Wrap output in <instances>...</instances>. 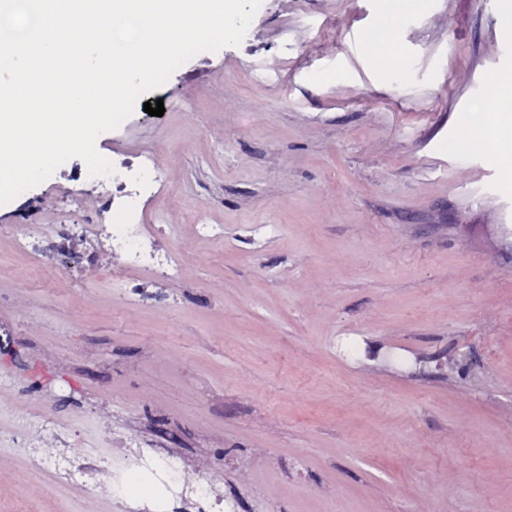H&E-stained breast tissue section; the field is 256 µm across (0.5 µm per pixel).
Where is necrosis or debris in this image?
Segmentation results:
<instances>
[{
	"label": "necrosis or debris",
	"instance_id": "necrosis-or-debris-1",
	"mask_svg": "<svg viewBox=\"0 0 512 512\" xmlns=\"http://www.w3.org/2000/svg\"><path fill=\"white\" fill-rule=\"evenodd\" d=\"M151 164L147 158L140 168L128 167L119 173L125 193L112 203L114 222L105 224L101 219L83 214L79 219L59 224H27L13 237L16 248L36 262L45 253H56L73 286L83 292L90 284L82 279L81 273L95 260L87 244L105 240L110 253L121 258L120 266L110 269L106 277L109 292L121 299L135 297L143 305L157 301L161 283L182 277L185 263L176 251L160 247L163 226L146 223L140 208L141 196L160 190L163 184L159 178L140 179V170L150 169ZM142 270L151 273V281L133 280V272ZM78 434L84 437L87 454L71 458L62 453L45 462L43 468L52 484L84 487L93 484L96 475H104L119 512H241L238 498L215 495L207 478L185 481L186 464L182 457L144 447L138 435L128 433L122 437L127 454L117 460L110 459L91 430H77L74 423L49 409L27 415L21 430L0 427V447L30 451L39 447L48 435L63 450L69 447L72 436ZM132 473L151 487L150 497L130 496L127 477Z\"/></svg>",
	"mask_w": 512,
	"mask_h": 512
}]
</instances>
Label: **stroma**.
<instances>
[{"mask_svg":"<svg viewBox=\"0 0 512 512\" xmlns=\"http://www.w3.org/2000/svg\"><path fill=\"white\" fill-rule=\"evenodd\" d=\"M382 31L389 58L367 37ZM512 76L503 0H262L239 45L179 67L95 147L156 152L180 209L168 298L94 288L0 240V426L48 407L127 426L245 512H512V181L485 136ZM73 158L0 205L55 224L115 194ZM203 221L224 240L198 241ZM86 490L0 448V512Z\"/></svg>","mask_w":512,"mask_h":512,"instance_id":"obj_1","label":"stroma"}]
</instances>
